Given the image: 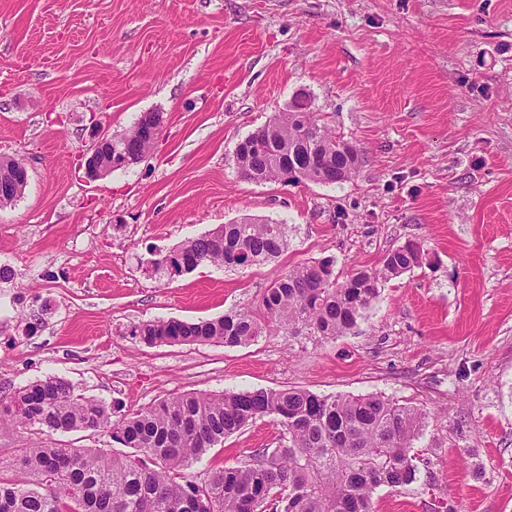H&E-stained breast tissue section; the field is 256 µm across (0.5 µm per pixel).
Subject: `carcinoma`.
<instances>
[{"mask_svg":"<svg viewBox=\"0 0 512 512\" xmlns=\"http://www.w3.org/2000/svg\"><path fill=\"white\" fill-rule=\"evenodd\" d=\"M160 112H144L106 143L107 159L128 167L154 149ZM360 150L320 122L308 100L252 132L235 150L239 174L250 181L333 184L359 171ZM19 159H0L3 206L27 187ZM288 249L284 224L249 218L218 224L152 260L155 271L176 275L201 264L249 268ZM423 244L409 239L377 265L344 279L332 258L278 274L258 309L234 310L198 323L146 321L129 335L156 344L238 346L264 335L335 337L350 332L379 296V286L421 266ZM265 417L279 427L276 448L209 470L190 468L224 438ZM35 427L52 437L110 430L131 452L65 448L48 441L0 458V512H373L381 486L417 480L414 442L425 413L384 396H324L301 388L176 394L116 415L59 377H47L0 400V426Z\"/></svg>","mask_w":512,"mask_h":512,"instance_id":"cac0c4a2","label":"carcinoma"}]
</instances>
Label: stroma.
<instances>
[{"label":"stroma","instance_id":"35a3bbf8","mask_svg":"<svg viewBox=\"0 0 512 512\" xmlns=\"http://www.w3.org/2000/svg\"><path fill=\"white\" fill-rule=\"evenodd\" d=\"M310 100L362 149L336 184L244 180L238 142ZM142 162L88 180L78 157L141 113ZM29 165L0 209V398L56 376L124 412L183 392L300 387L421 409L420 477L376 512H512V0H0V155ZM242 218L287 225L249 269L155 272L158 253ZM395 277L350 333L148 346L132 326L258 306L273 275L335 259ZM278 444L264 418L195 473Z\"/></svg>","mask_w":512,"mask_h":512}]
</instances>
